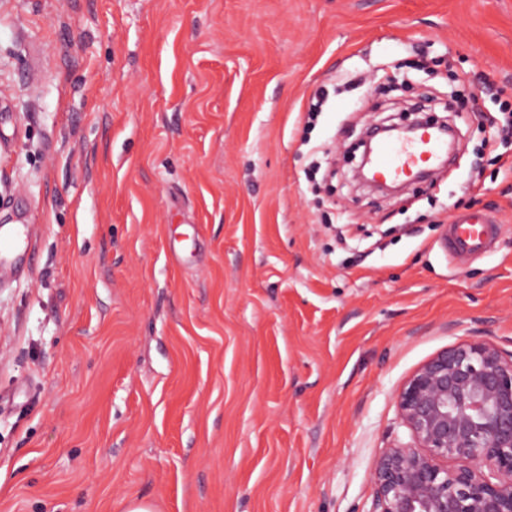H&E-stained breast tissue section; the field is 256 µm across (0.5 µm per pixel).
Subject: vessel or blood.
<instances>
[{
	"label": "vessel or blood",
	"instance_id": "obj_1",
	"mask_svg": "<svg viewBox=\"0 0 512 512\" xmlns=\"http://www.w3.org/2000/svg\"><path fill=\"white\" fill-rule=\"evenodd\" d=\"M448 153V141L429 130L409 137L381 139L374 148L372 164L378 177L400 182L416 172L434 170ZM498 238V220L482 211L454 213L444 247L452 259L473 258L490 251Z\"/></svg>",
	"mask_w": 512,
	"mask_h": 512
}]
</instances>
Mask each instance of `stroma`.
Returning a JSON list of instances; mask_svg holds the SVG:
<instances>
[{"instance_id":"1","label":"stroma","mask_w":512,"mask_h":512,"mask_svg":"<svg viewBox=\"0 0 512 512\" xmlns=\"http://www.w3.org/2000/svg\"><path fill=\"white\" fill-rule=\"evenodd\" d=\"M511 105L512 0H0V512H369L403 381L512 352ZM406 106L454 165L353 191ZM429 125L426 122H422L415 119L407 124H396L391 122L389 119H380L377 122L371 123L367 128L363 130L359 139V146L363 147V151L360 157V161L354 168L353 179L357 186L362 189H367L372 193L382 194L386 196L396 195L401 188L398 186H390L382 181H378L370 176L367 165L370 163V155L372 152V142L378 136L388 134L394 131H413L422 126ZM498 224L492 213L456 212L448 224V238H445L444 248L453 260L482 255L495 246Z\"/></svg>"}]
</instances>
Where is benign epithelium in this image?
Segmentation results:
<instances>
[{
	"label": "benign epithelium",
	"mask_w": 512,
	"mask_h": 512,
	"mask_svg": "<svg viewBox=\"0 0 512 512\" xmlns=\"http://www.w3.org/2000/svg\"><path fill=\"white\" fill-rule=\"evenodd\" d=\"M424 126L384 118L363 130L357 186L394 196L370 176L372 142ZM410 441H394L371 473V512H512V354L463 340L413 371L396 394Z\"/></svg>",
	"instance_id": "7a95c632"
}]
</instances>
